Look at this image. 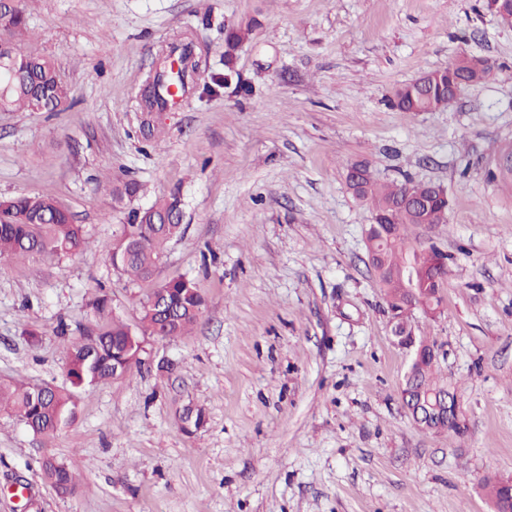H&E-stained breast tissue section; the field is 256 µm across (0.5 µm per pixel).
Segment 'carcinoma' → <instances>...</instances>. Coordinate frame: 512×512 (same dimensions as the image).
<instances>
[{
	"label": "carcinoma",
	"instance_id": "carcinoma-1",
	"mask_svg": "<svg viewBox=\"0 0 512 512\" xmlns=\"http://www.w3.org/2000/svg\"><path fill=\"white\" fill-rule=\"evenodd\" d=\"M0 15V33L8 35L14 51L11 82L0 83V110L6 112H58L68 101L69 88L62 81L56 63L44 56H34L22 48L18 35L26 29V17L18 6L3 7ZM257 18L245 24L224 29V67L233 71L236 52L247 42ZM170 51L179 52L181 69L177 75L164 70L152 76L142 94V112L148 115L169 105L172 94L169 86L177 85L185 93L194 82L200 64L193 51L192 40L183 36ZM488 68L478 65L476 56L464 54L445 69L425 73L413 83L396 89L394 105L403 112H438L448 106L451 86L458 79L468 83L484 81ZM347 183L358 199L365 202L376 215L390 211V206L411 191L428 201L423 212L407 211L398 215L397 236L381 243L380 266L375 275L384 290L388 308L403 319L410 309H429V318L438 317L441 290L445 287L446 265L432 266L436 247L409 238L408 228L414 224H446L451 205L449 192L442 185L414 182L406 179L396 183L373 180L363 166L355 174H347ZM145 194L143 185L130 179L112 186V207L127 213L124 238L106 247L111 266L118 273L135 281L151 279L163 257L168 243L182 231L176 215L182 213L180 193L173 191L156 197L146 208L134 207V202ZM91 245L83 225L74 221L70 211L50 195H19L0 200V270L19 258L33 255L66 258L75 256ZM407 268L414 273L418 295L407 291L408 282L393 272ZM155 287L163 292V308L148 306L151 294L139 299L140 317L134 324L124 322L112 309L111 298L99 291L89 301L94 322L82 329L81 336L66 346L65 374L67 387L50 383L30 385L22 380L0 381V411L16 418L34 434L50 437L71 424L76 417L81 390L111 381L115 374L123 378L133 375L139 363L112 371V348L121 344L130 346L131 353L139 348L142 336L172 338L184 336L197 323L204 310V298L197 282L190 278L175 277L158 282ZM438 360L422 361L413 378L404 382L405 402L412 405L421 399L434 400V395L448 391V414L438 417L436 430L460 436L463 428L456 422L454 405L455 387L438 376ZM45 479L59 492L69 493L77 485L71 468L63 461L48 457L42 461Z\"/></svg>",
	"mask_w": 512,
	"mask_h": 512
}]
</instances>
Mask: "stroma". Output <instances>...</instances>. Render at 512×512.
Returning <instances> with one entry per match:
<instances>
[{"mask_svg": "<svg viewBox=\"0 0 512 512\" xmlns=\"http://www.w3.org/2000/svg\"><path fill=\"white\" fill-rule=\"evenodd\" d=\"M22 45L55 60L62 112H0V199L55 196L91 238L82 254L0 275V379L67 383V338L103 286L136 321L150 284L113 271L124 214L98 182L179 191L183 233L154 280L195 279L205 311L185 336L147 337L134 375L86 389L74 424L33 434L0 412V512H491L512 479V26L488 0H16ZM257 18L218 87L224 28ZM192 35L196 86L146 138L138 102L158 55ZM493 65L439 112L395 90L461 53ZM446 187L444 224L411 228L449 258L443 313L415 333L441 349L467 431L416 427L401 406L409 356L369 267V207L346 183ZM67 334H60V325ZM36 328L31 342L27 328ZM204 426L181 430L179 410ZM80 472L56 491L40 463Z\"/></svg>", "mask_w": 512, "mask_h": 512, "instance_id": "obj_1", "label": "stroma"}]
</instances>
